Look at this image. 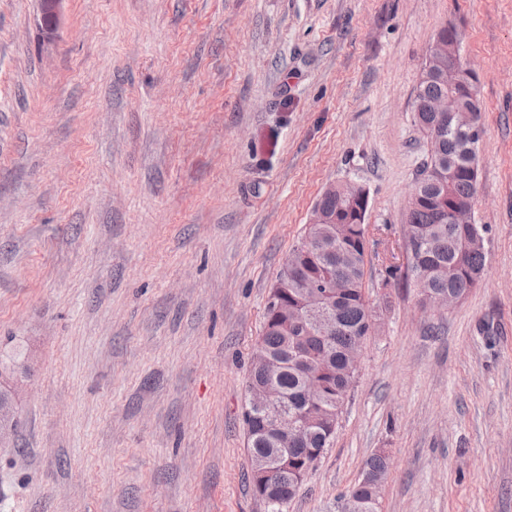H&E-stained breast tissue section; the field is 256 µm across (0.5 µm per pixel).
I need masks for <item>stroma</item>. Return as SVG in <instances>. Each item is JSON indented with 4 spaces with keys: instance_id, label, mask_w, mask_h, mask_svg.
<instances>
[{
    "instance_id": "obj_1",
    "label": "stroma",
    "mask_w": 512,
    "mask_h": 512,
    "mask_svg": "<svg viewBox=\"0 0 512 512\" xmlns=\"http://www.w3.org/2000/svg\"><path fill=\"white\" fill-rule=\"evenodd\" d=\"M0 0V512H264L243 411L281 266L331 183L369 193L382 307L288 512H512V0ZM447 25L478 75L486 271L425 312L405 213ZM65 0H39L40 29L47 39L55 37L62 15V5ZM388 459L383 453L370 456L364 465L363 476L342 496L353 509L360 511L343 512H378L379 502L388 474ZM368 477L364 481L363 477Z\"/></svg>"
}]
</instances>
